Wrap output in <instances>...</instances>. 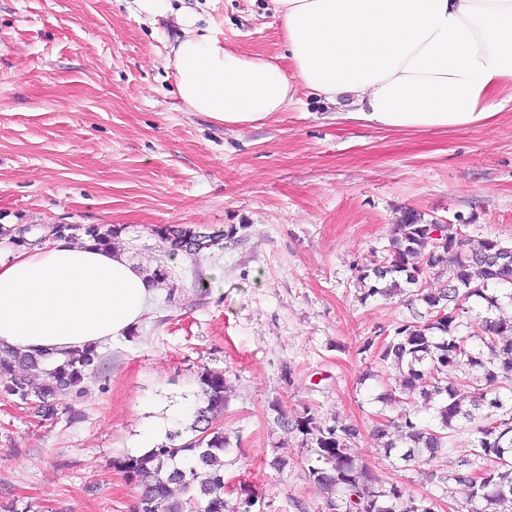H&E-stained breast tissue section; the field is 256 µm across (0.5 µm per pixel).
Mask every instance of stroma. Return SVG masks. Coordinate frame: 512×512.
Returning <instances> with one entry per match:
<instances>
[{"label": "stroma", "mask_w": 512, "mask_h": 512, "mask_svg": "<svg viewBox=\"0 0 512 512\" xmlns=\"http://www.w3.org/2000/svg\"><path fill=\"white\" fill-rule=\"evenodd\" d=\"M226 47L290 70L271 0H200ZM174 18L134 0H0V224L119 227L115 244L163 270L151 311L99 346L100 372L68 414L38 422L0 394V512H133L114 461L140 451L148 421L195 409L203 371L223 373L224 499L258 512H329L309 480L295 419L313 407L360 429L353 454L413 497L417 465L371 432L394 370L368 337L408 318L400 296L361 301L355 267L389 244L404 209L464 234L512 242V111L463 129L392 130L340 118L300 91L256 127L186 111L167 53ZM239 226L201 262L155 233ZM221 270L213 278V270Z\"/></svg>", "instance_id": "35a3bbf8"}]
</instances>
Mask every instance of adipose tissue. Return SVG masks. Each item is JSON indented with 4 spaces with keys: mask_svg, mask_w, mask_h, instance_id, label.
<instances>
[{
    "mask_svg": "<svg viewBox=\"0 0 512 512\" xmlns=\"http://www.w3.org/2000/svg\"><path fill=\"white\" fill-rule=\"evenodd\" d=\"M294 69L225 46L200 14L136 0L152 19L175 13L171 47L186 111L247 129L300 90L391 129L467 127L512 103V0H273ZM160 292L122 248L90 236L29 248L0 240V346L56 359L124 336Z\"/></svg>",
    "mask_w": 512,
    "mask_h": 512,
    "instance_id": "1",
    "label": "adipose tissue"
}]
</instances>
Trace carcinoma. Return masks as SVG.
<instances>
[{
    "label": "carcinoma",
    "mask_w": 512,
    "mask_h": 512,
    "mask_svg": "<svg viewBox=\"0 0 512 512\" xmlns=\"http://www.w3.org/2000/svg\"><path fill=\"white\" fill-rule=\"evenodd\" d=\"M167 251L197 257L238 228L204 233L193 224L156 229ZM445 280L428 291L418 287L425 275ZM361 300L378 295L407 296L411 318L385 336L366 339L362 350L373 352L398 371L379 402L395 408L393 417L376 422L373 433L387 455L405 463H430L456 451V435L474 436L473 448L458 459V472H425L432 491L416 499L402 487L386 485L357 464L351 449L356 425L334 416L320 420L311 407L295 420L310 448L308 476L327 494L331 512H435V502L451 494L449 483L467 487L455 512H512V315L503 314L491 290L512 286V243L471 238L451 224H434L407 209L395 224L387 255L360 267ZM479 298L496 315L463 321L469 302ZM466 332H461L460 327ZM100 355L94 348L67 354L60 363L12 348L0 351V390L34 408L43 421L66 413L61 398L83 393L85 380L98 374ZM202 402L194 411V435L181 443L175 436L150 454L126 456L119 469L134 481L139 497L134 512H229L224 500V453L230 440L215 427L224 415V374L200 376ZM434 411L419 421L405 405L415 398Z\"/></svg>",
    "instance_id": "carcinoma-1"
}]
</instances>
